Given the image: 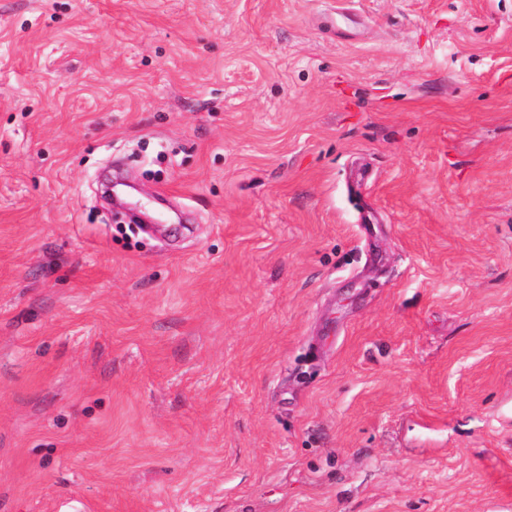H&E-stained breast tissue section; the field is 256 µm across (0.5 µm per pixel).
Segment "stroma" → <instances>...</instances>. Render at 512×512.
<instances>
[{
	"label": "stroma",
	"instance_id": "stroma-1",
	"mask_svg": "<svg viewBox=\"0 0 512 512\" xmlns=\"http://www.w3.org/2000/svg\"><path fill=\"white\" fill-rule=\"evenodd\" d=\"M69 498L512 512V0H0V512Z\"/></svg>",
	"mask_w": 512,
	"mask_h": 512
}]
</instances>
